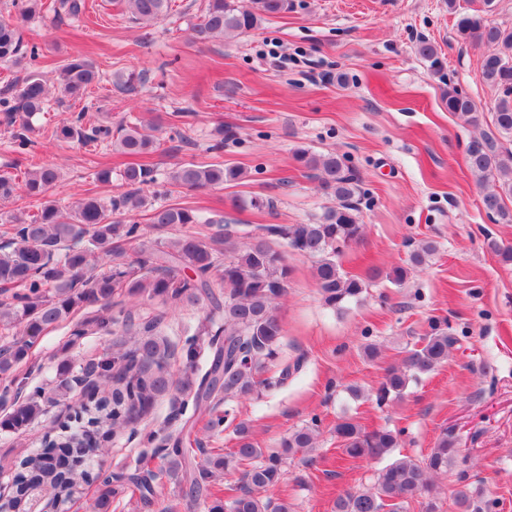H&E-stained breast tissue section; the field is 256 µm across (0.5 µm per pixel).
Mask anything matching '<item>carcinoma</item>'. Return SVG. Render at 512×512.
<instances>
[{
  "label": "carcinoma",
  "instance_id": "cac0c4a2",
  "mask_svg": "<svg viewBox=\"0 0 512 512\" xmlns=\"http://www.w3.org/2000/svg\"><path fill=\"white\" fill-rule=\"evenodd\" d=\"M126 11L138 20L153 22L172 9L171 0H121ZM485 9H463L459 0H448V11L456 15L455 32L464 43L483 45L487 52L481 61L482 79L497 88L499 96L492 112L491 128L472 140L466 164L481 183L494 188L481 197L483 209L504 224H512V210L504 197H512V150L503 139L512 138V26L492 23ZM16 18L0 19V64L22 67L21 81L0 93V112L11 126L18 147L30 143L31 119L49 102L50 87L45 75L31 68L39 57V47L24 41L20 22L42 7L41 0H14ZM290 0H204L192 37L205 42L224 34H246L268 16L285 12ZM86 10V0H55V16L77 17ZM416 53L433 70L441 68L437 47L423 40ZM101 75L95 63L84 56L72 57L58 70L56 82L61 94L79 98ZM144 74L121 72L115 87L133 94ZM448 111L478 128L485 113L463 91L448 87L444 94ZM154 127L145 124H117V128L93 120L85 112L56 126L54 135L66 142L96 146L108 142L120 152L138 156L150 152L155 143ZM297 160L316 172L323 191L336 198V207L310 224H262L248 235V242L237 246L231 225H224L222 236L211 241L185 235L160 239L143 254L129 260L125 245L141 235L138 224L125 216L147 207L143 189L157 182L155 169L131 164L119 173L126 191L103 201L97 197L79 198L69 205L47 199L49 189L60 173L53 166H42L27 173L24 189L29 196L45 202L40 213L25 219L7 216L15 226L14 236L0 244V288L11 289L10 297L0 302V327L19 329L21 337L0 345V403L11 402L10 411L0 420V430L20 434L46 413V406L64 404L73 386L86 382L74 373L75 367L63 361L56 367V384L49 392L36 391L21 398L28 377L18 367L29 350L48 328L68 320L73 313L97 306L101 314L95 324L107 330L113 319L106 314L117 295L160 298L164 302H204L208 313L188 335L181 347L184 369L174 377L169 360L174 356L160 338L163 316L157 315L136 326L125 325L128 339L118 342V350L93 360L95 381L91 389H103L104 396L94 405L70 407L75 420L87 419L96 431L125 428L147 414L156 400L167 394L179 402L174 419L187 408L209 416L208 428L217 430L228 414L220 413L223 400L246 397L258 388L282 386L299 370L300 361L279 360L277 347L283 325L275 302L287 292L289 269L282 252L272 246L276 240L287 250L315 259L314 277L325 305L341 310L358 300L378 276L372 268L367 276L350 275L342 269L340 255L360 240L353 199L359 179L333 154L314 155L305 149L296 152ZM243 178L237 167L222 164H182L168 172L166 184L173 189L203 190L236 183ZM211 223L200 220L185 207L152 208L151 223L159 228L185 224ZM430 331L410 349L401 364L391 366L375 391L377 403L384 404L403 396L412 379L435 371L448 359L457 338L448 323L433 319ZM213 350L209 368L198 373L197 360L204 346ZM46 435L43 450L20 460V480L9 494L0 496V512H65L73 488L80 483H97L98 494L89 512H112V498L128 488L139 491L144 500L154 494L153 483L173 480L185 494L207 505V512H290L288 504L273 503L264 493L284 480V458L263 450L249 440L247 426L236 425L237 447L189 448L181 435L165 439L163 448L153 453L160 460L157 470L129 477L106 475L94 470L95 458L104 448L92 445L84 426L62 423ZM341 451L352 459L386 461L373 481L355 491L336 497L333 512H406L414 501L423 512H439L440 491L436 479L456 466L461 454L453 430L443 428L429 454L421 459L393 455L399 432L388 428L368 431L350 418L340 419L334 428ZM317 419L296 429L281 442L284 452L295 455L317 447ZM231 475L242 471L241 485L233 488L224 501L214 495L209 479L216 471ZM457 487L450 491L460 512H484L486 502L469 477L457 473Z\"/></svg>",
  "mask_w": 512,
  "mask_h": 512
}]
</instances>
